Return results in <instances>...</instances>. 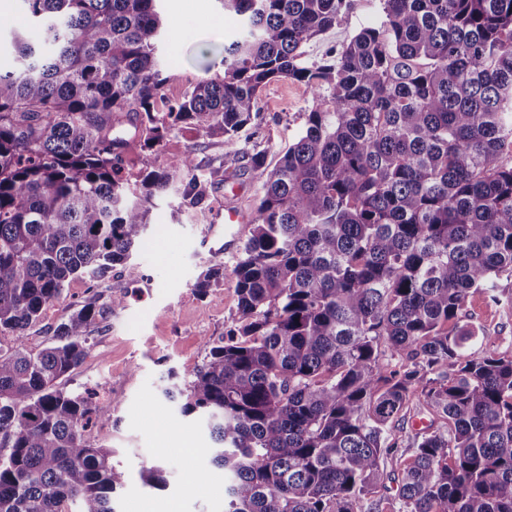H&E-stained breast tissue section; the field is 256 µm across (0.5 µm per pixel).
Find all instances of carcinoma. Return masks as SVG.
<instances>
[{
    "label": "carcinoma",
    "mask_w": 512,
    "mask_h": 512,
    "mask_svg": "<svg viewBox=\"0 0 512 512\" xmlns=\"http://www.w3.org/2000/svg\"><path fill=\"white\" fill-rule=\"evenodd\" d=\"M158 0H23L0 72V512H115L126 482L86 433L106 407L61 380L105 309L78 305L50 343L24 342L76 278L101 279L141 245L156 200L205 204L168 133L224 136L256 119L262 89L312 96L303 131L262 182L232 268L237 325L207 342L180 414L207 420L224 512H357L411 403L438 426L400 472L406 512H512V355L463 321L480 291L512 308V0H381L382 20L319 65L303 47L354 0H220L240 35L223 74L158 110L170 80ZM134 127L127 135L121 126ZM142 162L130 182L123 160ZM224 276L216 264L194 290ZM453 463H448V458Z\"/></svg>",
    "instance_id": "obj_1"
}]
</instances>
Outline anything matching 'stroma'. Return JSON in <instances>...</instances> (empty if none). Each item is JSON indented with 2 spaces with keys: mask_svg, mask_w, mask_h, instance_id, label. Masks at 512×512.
Here are the masks:
<instances>
[{
  "mask_svg": "<svg viewBox=\"0 0 512 512\" xmlns=\"http://www.w3.org/2000/svg\"><path fill=\"white\" fill-rule=\"evenodd\" d=\"M164 26L159 50L170 76L166 100L180 99L197 80L222 71L217 49L240 29L237 17L225 14L220 0H160ZM383 16L380 0H356L347 23L328 29L304 47L307 63L319 64L341 50L362 27ZM311 104L307 87L289 79L268 83L258 101V117L244 132V156L228 160L224 138L192 128H178L166 138L159 163L188 152L208 180L205 206H181L177 194L157 200L145 242L126 263L101 280L74 279L63 295L49 304L39 322L28 329L26 343L36 350L53 336L76 305L94 298L107 312L90 330V349L63 381L72 393L88 390L109 408L88 436L112 451V462L127 475L117 490V512H224V470L211 462L213 442L202 417H182L176 402L162 388L168 381L185 383L203 363L206 344L225 336L237 318L232 277H224L206 294L193 284L214 264L232 269L237 254L206 239L208 225L224 221V195L231 188L249 209H256L261 184L249 166L251 154H263L275 167L302 131ZM150 283L146 300L130 292L132 283ZM125 302L112 306L113 295ZM464 316L487 336L500 353L512 354V309L488 302L481 293L470 295ZM428 414L410 407L399 425L402 443L395 459L386 460L376 489L382 512H401L396 478L413 450L410 439L428 425ZM161 469L163 483L142 481L143 467Z\"/></svg>",
  "mask_w": 512,
  "mask_h": 512,
  "instance_id": "35a3bbf8",
  "label": "stroma"
}]
</instances>
